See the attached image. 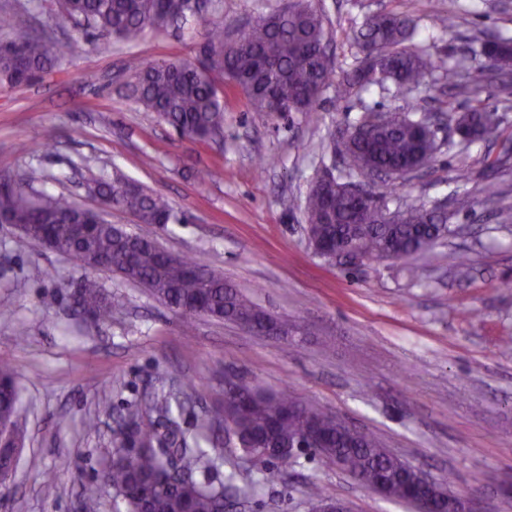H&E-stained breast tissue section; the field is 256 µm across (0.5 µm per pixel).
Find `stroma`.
<instances>
[{"label": "stroma", "mask_w": 512, "mask_h": 512, "mask_svg": "<svg viewBox=\"0 0 512 512\" xmlns=\"http://www.w3.org/2000/svg\"><path fill=\"white\" fill-rule=\"evenodd\" d=\"M25 4L20 25L69 43L70 53L34 83L0 87V176L36 170L33 192L66 194L82 208L195 257L287 320L288 335L258 336L230 322L182 318L142 287L107 273L97 279L111 318L83 317L74 293L85 276L68 256L30 243L0 224V362L12 365L22 395L25 436L6 482L0 512H120L104 488L86 507L82 487L100 481L113 428L127 404L187 378L199 380L185 416L194 427L224 398L225 378L275 392L372 432L395 455L474 498L479 512H512V99L497 84L482 95L500 117L492 140L461 141L438 122L433 167L388 195L390 208L434 206L467 196L469 211L449 212L450 233L411 279L395 260L330 262L308 244L300 208L321 169L333 165L331 133L365 110H463L464 96L435 81L429 92L388 82L359 97L323 92L311 112L253 111L228 90L220 140H181L157 113L129 97V57L190 59L207 24L237 29L287 7L288 0H221L219 9L167 32L146 31L133 45L101 38L64 21L56 0H0V14ZM321 0L336 72L359 54L351 36L369 14L411 15L416 49L465 65L481 64L485 35L512 38V0ZM28 151H20V144ZM467 165L468 180L455 170ZM212 168L219 181L205 179ZM123 177L165 195L183 224H142L123 209H103L91 177ZM502 196L487 200L486 182ZM470 259L467 269L457 254ZM112 410L100 414L98 400ZM99 416L98 431L83 421ZM227 465L259 481L236 512H308L310 485L346 501L352 512H410L357 484L328 460L301 455L283 463L281 481L265 485L257 464L226 454ZM54 472L45 486L44 472Z\"/></svg>", "instance_id": "stroma-1"}]
</instances>
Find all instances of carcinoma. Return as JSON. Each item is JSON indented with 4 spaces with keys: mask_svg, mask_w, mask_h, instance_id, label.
<instances>
[{
    "mask_svg": "<svg viewBox=\"0 0 512 512\" xmlns=\"http://www.w3.org/2000/svg\"><path fill=\"white\" fill-rule=\"evenodd\" d=\"M63 17L105 38L138 42L147 30L162 33L175 17L196 12L193 0H60ZM415 26L408 16L376 12L354 31L353 40L362 60L341 83L328 62L327 36L316 0H293L286 9L260 17L235 39L225 38L224 26L212 25L198 47V58L144 64L129 60L134 73L131 91L147 110L163 117L179 134L192 142L213 139L224 130V96L229 87L240 92L257 112L312 110L320 94L340 85L341 96L351 98L373 82L365 79V58L376 53L390 59L381 80L406 89H428L434 76L465 96L469 106L460 114L448 108V119L469 135L498 134L500 117L484 105L492 64L460 70L441 57L407 46ZM64 44L42 35L0 40V84H27L68 54ZM348 149L362 167L394 172L414 165L429 167L438 151L436 140L420 135L415 120L402 113L388 115L382 125L363 116ZM37 177L33 170L0 178V223L26 225L34 230L31 242L46 237L54 249H65L86 272H115L145 288L149 294L184 317V330H193L194 303L202 299L218 320L236 322L259 314L249 297L233 288L224 275L215 273L188 256L168 262L159 258V247L143 236L134 237L86 210L70 198L42 195L29 200L28 186ZM89 189L107 206L132 212L141 224H184L187 218L161 195L123 178L110 182L93 179ZM384 197L369 189L365 207L370 223H354L358 204L345 192L331 190L329 198L308 193L305 222L321 240L341 245L362 244L381 260L385 251L392 259L408 260L429 252L441 239L447 217L423 206L398 210L397 222L382 223ZM76 302L94 321L111 315L102 287L86 278L77 290ZM196 384L187 380L161 390L143 404L128 406L120 417L122 438H113L112 464L105 483L124 501L128 512H224L231 498H248L252 486L234 484V475L218 479L220 457L201 448L199 438L185 431L179 416L191 402ZM0 425L4 431L23 436L20 392L14 368L0 363ZM324 441L318 455L335 463L354 478L376 482L382 478L391 499L406 501L417 484L416 473L402 467L397 456L369 431L348 429L324 410L300 402L288 389L269 393L239 380L224 402L206 413L199 430L216 435L217 443L242 458L258 448H292L311 430ZM263 460L264 481L282 479L276 461Z\"/></svg>",
    "mask_w": 512,
    "mask_h": 512,
    "instance_id": "cac0c4a2",
    "label": "carcinoma"
}]
</instances>
